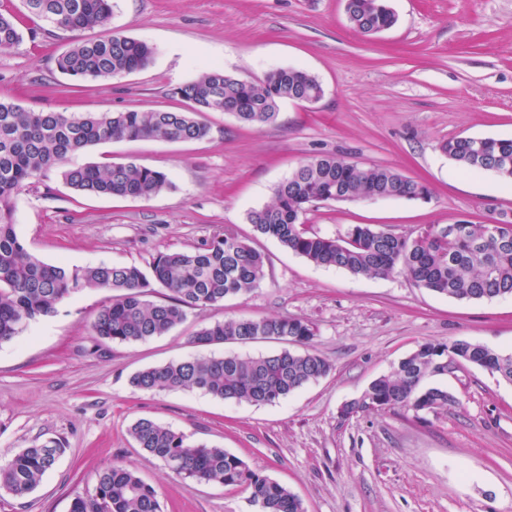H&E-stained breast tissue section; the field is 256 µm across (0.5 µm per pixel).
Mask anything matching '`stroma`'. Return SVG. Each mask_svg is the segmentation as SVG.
Returning <instances> with one entry per match:
<instances>
[{"label":"stroma","instance_id":"1","mask_svg":"<svg viewBox=\"0 0 512 512\" xmlns=\"http://www.w3.org/2000/svg\"><path fill=\"white\" fill-rule=\"evenodd\" d=\"M389 4L396 25L364 37L350 27L344 0H114L109 31L149 43L155 54L146 69L105 81L62 75L56 59L76 35L44 33L39 20L36 38L0 54V99L34 112L183 111L175 88L210 66L249 80L297 67L324 90L315 103L282 100L269 124L207 112L204 139L112 141L66 161L163 172L170 185L154 197L81 194L57 167L16 196V231L47 263L145 269L159 253L199 247L228 228L267 263L259 288L188 311L146 342L99 341L92 324L111 294L85 287L1 345L0 459L50 438L66 451L33 492H0V512H70L110 463L131 466L151 484L162 512H256L247 491L182 478L138 448L129 428L141 418L239 456L287 486L305 512H512V384L459 364L428 379L454 396L447 408L340 413L422 343L465 339L511 351L512 298L458 301L403 275L320 268L248 222L315 155L390 167L431 190L426 202L318 203L302 222L324 234L369 224L413 236L429 224L512 215V184L466 173L440 150L457 136L512 138V0ZM266 316L312 323L310 348L330 363L329 374L266 406L132 387V376L149 366L281 349L276 340L189 342L205 325Z\"/></svg>","mask_w":512,"mask_h":512}]
</instances>
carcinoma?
Returning a JSON list of instances; mask_svg holds the SVG:
<instances>
[{"instance_id":"cac0c4a2","label":"carcinoma","mask_w":512,"mask_h":512,"mask_svg":"<svg viewBox=\"0 0 512 512\" xmlns=\"http://www.w3.org/2000/svg\"><path fill=\"white\" fill-rule=\"evenodd\" d=\"M21 3L26 16L67 31L102 28L113 10L112 0ZM345 13L351 27L366 36L397 23L386 0H345ZM22 41L16 16L1 12L0 53ZM153 54L148 43L114 32L76 41L58 57L57 68L80 80H103L145 69ZM175 94L191 103L190 111L31 112L0 101V345L12 341L31 322L55 314L68 296L84 287L112 291L110 303L92 324L94 336L137 343L168 334L184 321L189 309L218 305L260 286L265 255L230 230L193 250L158 254L147 273L136 265L80 269L48 264L29 252L15 230V197L41 173L87 147L139 138L200 140L208 134L207 125L197 119L204 112H228L246 125L265 124L275 118L280 101L298 98L313 103L321 99L323 88L314 75L298 68L272 69L258 82L209 68ZM440 149L467 170L488 171L512 181V139L459 136ZM62 177L78 192L115 197L149 198L169 186L164 173L134 162L72 167ZM423 196L430 197L424 182L393 168L320 155L302 161L274 188L273 202L251 211L248 220L258 235L319 267L356 276L404 274L423 288L457 300L512 297V219L505 214L490 222L462 218L429 225L414 237L368 224H354L342 234L327 236L301 222L319 202L415 201ZM157 287L166 294L152 300ZM314 336L313 326L297 317L226 319L201 328L190 342L211 346L273 339L290 347L260 356L230 353L172 361L137 372L131 384L149 393L200 390L224 401L272 405L329 373L331 366L323 357L294 350L309 345ZM445 353L450 366L467 362L512 383V352L468 340L448 346L426 342L371 381L361 399L343 409L344 416L394 408L434 412L454 403L447 390L425 385ZM130 434L139 448L179 476L248 491L259 512H304L288 487L222 448L190 443L183 434L147 418L134 422ZM63 452L62 441L55 438L20 450L0 464V491L18 497L32 492ZM70 512H161V506L156 489L135 470L113 464L98 473L93 493L73 498Z\"/></svg>"}]
</instances>
